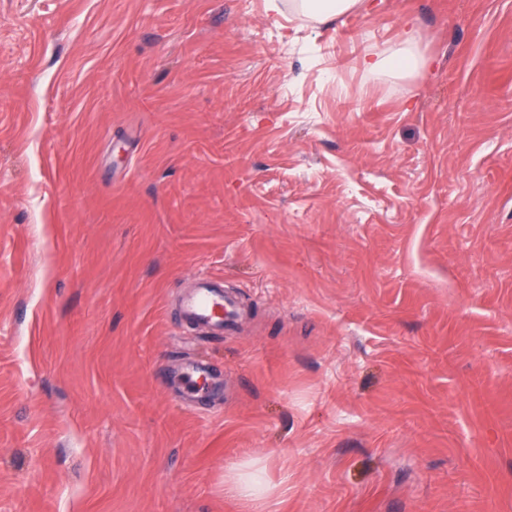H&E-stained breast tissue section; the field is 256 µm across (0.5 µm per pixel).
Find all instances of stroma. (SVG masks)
Here are the masks:
<instances>
[{
  "instance_id": "1",
  "label": "stroma",
  "mask_w": 512,
  "mask_h": 512,
  "mask_svg": "<svg viewBox=\"0 0 512 512\" xmlns=\"http://www.w3.org/2000/svg\"><path fill=\"white\" fill-rule=\"evenodd\" d=\"M375 2L0 0V512H512V0ZM369 0H289L288 13L317 23L356 12L368 11ZM414 44L415 36L410 32L401 46L387 56L366 54L362 59L364 72L386 73L396 77L418 74L428 66V60L415 51ZM223 285L200 278L184 305V316L214 335H224L239 316L233 300L224 295ZM224 492L231 498L254 501L260 498L263 490L253 479L233 474L224 482Z\"/></svg>"
}]
</instances>
